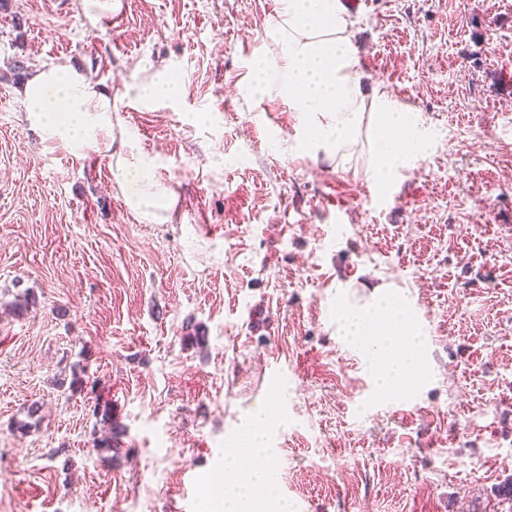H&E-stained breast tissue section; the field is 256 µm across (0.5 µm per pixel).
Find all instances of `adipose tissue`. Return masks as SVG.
I'll return each instance as SVG.
<instances>
[{
    "instance_id": "ef3b65f1",
    "label": "adipose tissue",
    "mask_w": 512,
    "mask_h": 512,
    "mask_svg": "<svg viewBox=\"0 0 512 512\" xmlns=\"http://www.w3.org/2000/svg\"><path fill=\"white\" fill-rule=\"evenodd\" d=\"M353 25L340 0H280L269 44L250 66L248 88L258 101L280 100L300 112L303 154L330 164L359 153L366 158L365 175L385 181L414 168L430 149L431 136L417 113L389 91L365 90ZM179 92L163 68L108 94L65 62L37 67L25 86L28 110L44 139L80 151L116 153L113 185L146 224L161 223L175 196L155 174L156 155L143 151L128 133L114 135L115 122L127 101L173 99ZM343 319L346 336L370 342L381 391L426 379L417 316L405 295L386 291L373 303L349 307ZM277 423L264 409L242 421L224 453L223 480L214 487L224 512H289L277 494L275 471L257 464L271 452L269 432Z\"/></svg>"
}]
</instances>
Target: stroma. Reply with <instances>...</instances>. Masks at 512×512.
I'll use <instances>...</instances> for the list:
<instances>
[{
  "instance_id": "obj_1",
  "label": "stroma",
  "mask_w": 512,
  "mask_h": 512,
  "mask_svg": "<svg viewBox=\"0 0 512 512\" xmlns=\"http://www.w3.org/2000/svg\"><path fill=\"white\" fill-rule=\"evenodd\" d=\"M121 3L93 25L81 0H0V512H217L225 445L268 404L293 512H512V0L354 13L369 86L433 132L383 185L296 151L299 113L249 95L277 0ZM61 60L111 90L174 73L176 100L120 112L175 193L166 222L139 221L109 157L30 124L21 84ZM381 285L415 303L432 374L389 399L340 331ZM94 414L100 418V423L103 427H106L105 435L101 439H96L94 450L104 461L112 465V461L120 458L118 439L122 429L116 421L112 420V406L110 403L97 404Z\"/></svg>"
}]
</instances>
